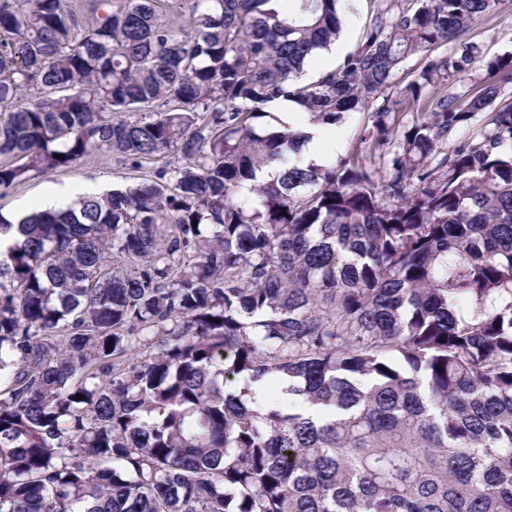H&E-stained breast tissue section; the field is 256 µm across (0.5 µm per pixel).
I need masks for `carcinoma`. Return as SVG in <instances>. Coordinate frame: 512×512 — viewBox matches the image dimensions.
<instances>
[{
    "instance_id": "cac0c4a2",
    "label": "carcinoma",
    "mask_w": 512,
    "mask_h": 512,
    "mask_svg": "<svg viewBox=\"0 0 512 512\" xmlns=\"http://www.w3.org/2000/svg\"><path fill=\"white\" fill-rule=\"evenodd\" d=\"M160 2L0 0L1 189L165 158L0 214V512H512V101L456 137L512 83L465 38L507 0H372L308 83L344 0ZM279 98L373 132L262 178L305 138ZM371 0H354L355 10L347 14L351 22V27L348 33V41L346 49L336 55V45L334 49L321 51L318 57L315 59L314 66V76L318 78V76L326 71L331 70L335 65L333 61L336 57L335 63L341 60L349 51L352 50L360 32L367 20V17L370 13V2ZM164 161L161 158L151 163L144 162L141 169H133L130 162L120 155L89 159L74 168L48 174L16 188L0 189V213L21 212L20 208L23 206L35 207L38 199L57 187L70 186L79 189L86 184H93L101 192L118 184L139 182ZM68 196L69 192L66 190L51 192L43 198L38 209L59 207Z\"/></svg>"
}]
</instances>
